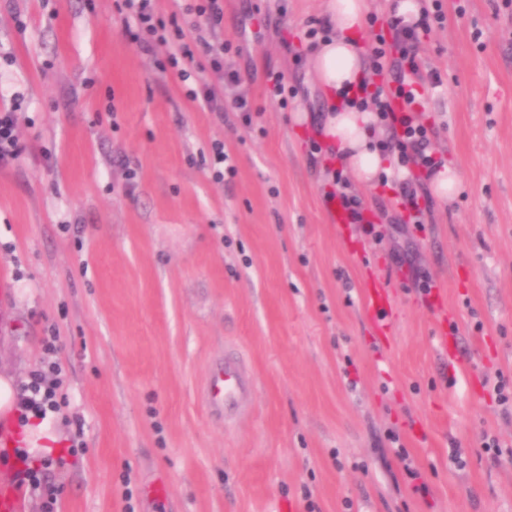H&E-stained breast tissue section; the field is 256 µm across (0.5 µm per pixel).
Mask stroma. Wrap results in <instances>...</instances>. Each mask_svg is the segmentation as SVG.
Here are the masks:
<instances>
[{"instance_id": "obj_1", "label": "stroma", "mask_w": 512, "mask_h": 512, "mask_svg": "<svg viewBox=\"0 0 512 512\" xmlns=\"http://www.w3.org/2000/svg\"><path fill=\"white\" fill-rule=\"evenodd\" d=\"M223 2L218 27L179 20L226 48L220 73L194 56L209 109L157 70L167 46L127 38L121 0H0V109L22 146L0 168V365L23 383L62 366L54 512H512V408L494 391L512 381V0H422L444 19L420 34L414 109L463 188L441 202L414 182L429 208L397 224L391 189L348 180L378 238L331 220L307 64L326 0ZM218 142L235 165L220 180ZM228 349L258 380L230 428L205 397Z\"/></svg>"}]
</instances>
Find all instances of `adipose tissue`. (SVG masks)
Here are the masks:
<instances>
[{"label":"adipose tissue","instance_id":"1","mask_svg":"<svg viewBox=\"0 0 512 512\" xmlns=\"http://www.w3.org/2000/svg\"><path fill=\"white\" fill-rule=\"evenodd\" d=\"M370 8L371 0H328L326 18L331 33L311 48L308 58L314 83L329 101L321 139L361 184L382 177L401 181L408 175L396 157L379 149L377 137L385 129L377 113L353 104L348 97L365 76L361 33ZM13 429L18 444L28 453L55 454L62 446L52 417L32 414L21 428Z\"/></svg>","mask_w":512,"mask_h":512}]
</instances>
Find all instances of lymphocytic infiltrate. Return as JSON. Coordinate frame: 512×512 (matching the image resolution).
<instances>
[{
    "instance_id": "f902f5d3",
    "label": "lymphocytic infiltrate",
    "mask_w": 512,
    "mask_h": 512,
    "mask_svg": "<svg viewBox=\"0 0 512 512\" xmlns=\"http://www.w3.org/2000/svg\"><path fill=\"white\" fill-rule=\"evenodd\" d=\"M156 0H125L130 11L129 35L144 52H153L155 45L174 44L177 52L167 58V65L181 82L186 98L202 106H212L210 91L198 87L192 68L183 64L192 52L184 47L183 28L178 22H165L156 12ZM390 38H378L372 49V68L376 74L387 75L388 80L376 84L374 89L363 90L355 98L356 104L373 107L392 131L386 150L396 154L401 166L415 167L420 176L430 177L440 160L430 150L428 129L417 123L412 115L416 101L415 79L419 74L417 62L419 32L426 29V22H405L392 17L387 22ZM63 390L62 369L58 362L49 361L32 372L22 387L19 406L22 412L46 415L57 410L58 398Z\"/></svg>"
}]
</instances>
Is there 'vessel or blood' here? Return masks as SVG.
I'll return each instance as SVG.
<instances>
[{"label":"vessel or blood","instance_id":"obj_1","mask_svg":"<svg viewBox=\"0 0 512 512\" xmlns=\"http://www.w3.org/2000/svg\"><path fill=\"white\" fill-rule=\"evenodd\" d=\"M255 392L256 380L235 351L225 354L223 366L212 371L207 383L210 404L228 419L236 417L253 400Z\"/></svg>","mask_w":512,"mask_h":512}]
</instances>
